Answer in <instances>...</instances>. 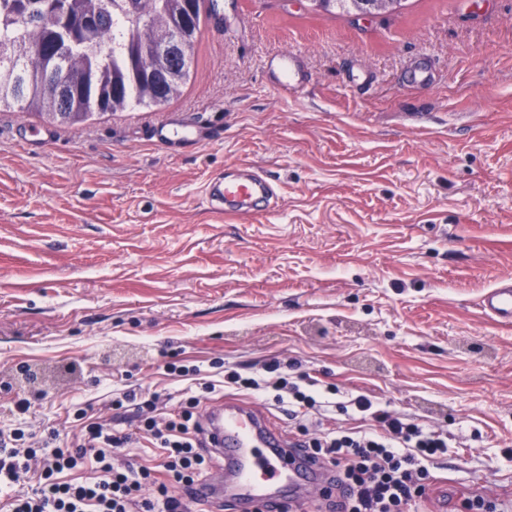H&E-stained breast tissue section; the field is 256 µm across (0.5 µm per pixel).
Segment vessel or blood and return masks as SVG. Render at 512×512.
<instances>
[{
	"instance_id": "1",
	"label": "vessel or blood",
	"mask_w": 512,
	"mask_h": 512,
	"mask_svg": "<svg viewBox=\"0 0 512 512\" xmlns=\"http://www.w3.org/2000/svg\"><path fill=\"white\" fill-rule=\"evenodd\" d=\"M269 70L289 81L306 83L297 56L271 58ZM208 203L227 214L268 211L276 204L270 178L248 172L243 178L219 175L205 187ZM481 313L503 325H512V276H501L479 300ZM201 424L208 453L224 466L195 482L185 495L200 504L220 503L224 512H296L309 485L322 483L325 494L336 489L333 474L294 439H284L271 414L234 398L205 405Z\"/></svg>"
}]
</instances>
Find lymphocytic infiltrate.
<instances>
[{"label": "lymphocytic infiltrate", "instance_id": "obj_1", "mask_svg": "<svg viewBox=\"0 0 512 512\" xmlns=\"http://www.w3.org/2000/svg\"><path fill=\"white\" fill-rule=\"evenodd\" d=\"M228 389L270 391L276 403L289 406L308 436V450L336 475L337 512H407L422 497L435 460L448 452L446 435L377 408L364 395L337 401L335 388L318 389L307 376L290 380L277 361L204 384L212 396ZM127 402L141 413L132 433L92 422L76 439L54 431L32 448L21 425L0 429V493L8 496V512H190L181 490L205 477L212 464L191 412L199 397H189L181 412L168 409L158 392L140 401L128 391L115 405ZM335 410L349 413L352 427H325ZM313 427L318 434L312 438ZM133 444L160 449L159 461H124V449ZM32 471L38 487L28 493L20 484Z\"/></svg>", "mask_w": 512, "mask_h": 512}]
</instances>
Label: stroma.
<instances>
[{
    "mask_svg": "<svg viewBox=\"0 0 512 512\" xmlns=\"http://www.w3.org/2000/svg\"><path fill=\"white\" fill-rule=\"evenodd\" d=\"M195 74L159 107L73 125L0 111V427L87 418L112 400L276 358L339 397L446 431L426 504L466 489L512 504V328L477 302L512 274V0H406L367 20L306 0H219ZM308 82L274 89L267 56ZM429 61L435 79L407 85ZM366 85L344 83L350 69ZM222 129L163 146L157 127ZM250 164L277 192L262 215L206 202ZM38 372L39 383L18 377ZM267 66L271 71H282L283 77L287 81L296 80L299 85H303L307 81V76L301 70L296 55L273 57L268 61Z\"/></svg>",
    "mask_w": 512,
    "mask_h": 512,
    "instance_id": "1",
    "label": "stroma"
}]
</instances>
